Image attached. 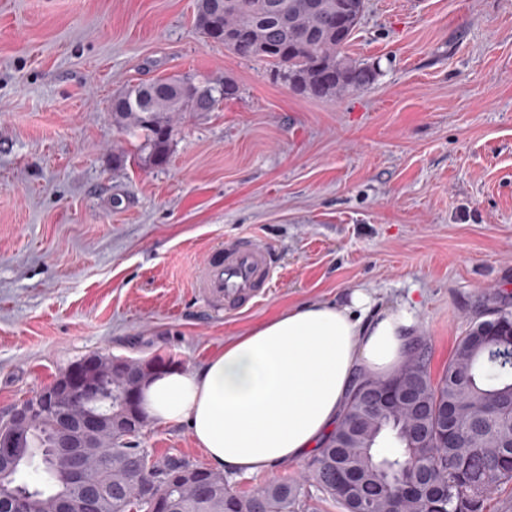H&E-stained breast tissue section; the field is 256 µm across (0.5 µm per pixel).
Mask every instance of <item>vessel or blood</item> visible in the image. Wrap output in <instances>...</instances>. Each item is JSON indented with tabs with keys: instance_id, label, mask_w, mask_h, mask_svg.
<instances>
[{
	"instance_id": "b4317fda",
	"label": "vessel or blood",
	"mask_w": 512,
	"mask_h": 512,
	"mask_svg": "<svg viewBox=\"0 0 512 512\" xmlns=\"http://www.w3.org/2000/svg\"><path fill=\"white\" fill-rule=\"evenodd\" d=\"M277 276V263L266 240L243 235L225 240L204 259L195 288L208 306L235 314L265 298Z\"/></svg>"
}]
</instances>
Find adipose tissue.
I'll return each mask as SVG.
<instances>
[{
  "mask_svg": "<svg viewBox=\"0 0 512 512\" xmlns=\"http://www.w3.org/2000/svg\"><path fill=\"white\" fill-rule=\"evenodd\" d=\"M373 306L357 288L343 304L288 309L191 371L150 377L141 405L154 420L187 423L217 471L250 477L300 461L335 429L360 378L395 375L411 354V311Z\"/></svg>",
  "mask_w": 512,
  "mask_h": 512,
  "instance_id": "ef3b65f1",
  "label": "adipose tissue"
}]
</instances>
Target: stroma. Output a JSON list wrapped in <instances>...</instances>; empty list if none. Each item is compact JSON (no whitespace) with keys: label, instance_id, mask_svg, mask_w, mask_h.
<instances>
[{"label":"stroma","instance_id":"35a3bbf8","mask_svg":"<svg viewBox=\"0 0 512 512\" xmlns=\"http://www.w3.org/2000/svg\"><path fill=\"white\" fill-rule=\"evenodd\" d=\"M196 3L0 0V418L88 355L187 371L355 288L409 305L434 378L512 311V0H366L344 54L378 77L331 99L207 39ZM182 75L238 92L172 113L167 162L142 164L112 98ZM241 235L268 241L280 278L227 315L193 277ZM137 440L209 465L187 425Z\"/></svg>","mask_w":512,"mask_h":512}]
</instances>
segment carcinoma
<instances>
[{"mask_svg": "<svg viewBox=\"0 0 512 512\" xmlns=\"http://www.w3.org/2000/svg\"><path fill=\"white\" fill-rule=\"evenodd\" d=\"M359 0H197L196 23L212 41L241 57H260L283 70L295 90L333 98L374 82L376 71L343 53L353 30L338 15ZM229 79L165 78L112 99V121L142 139L144 161L167 159L173 112H210L235 96ZM512 312L495 310L462 336L440 377L431 378L426 350L416 346L407 365L388 379L360 381L340 425L314 455L308 482L343 512H484L492 491L512 482ZM179 365L173 358L135 362L112 358L100 394L88 404L75 395L74 417L92 407L104 416L93 447L82 449L79 473L58 460L54 441L70 431L56 414L30 427L7 426L25 438L0 448V512H72L76 493L93 491L97 512H304L305 484L283 482L239 494L224 475L189 461L155 459L133 445L141 427L118 421L137 409L132 392L139 370ZM464 404L468 413L453 418Z\"/></svg>", "mask_w": 512, "mask_h": 512, "instance_id": "obj_1", "label": "carcinoma"}]
</instances>
